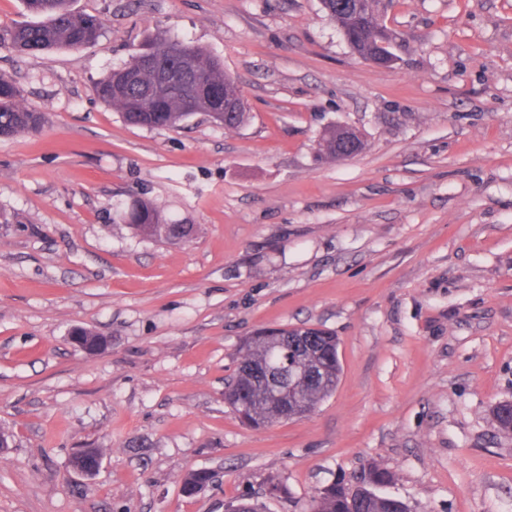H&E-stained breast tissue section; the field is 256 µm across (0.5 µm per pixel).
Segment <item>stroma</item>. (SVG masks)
Returning <instances> with one entry per match:
<instances>
[{
    "instance_id": "35a3bbf8",
    "label": "stroma",
    "mask_w": 512,
    "mask_h": 512,
    "mask_svg": "<svg viewBox=\"0 0 512 512\" xmlns=\"http://www.w3.org/2000/svg\"><path fill=\"white\" fill-rule=\"evenodd\" d=\"M74 8L102 20L96 45L0 48L45 115L0 139V512H306L372 466L410 512H512V435L491 414L512 402V0H383L389 68L321 0ZM159 32L223 61L245 125L134 127L97 99ZM330 125L364 150L321 156ZM134 196L192 241L114 223ZM80 327L105 348L78 349ZM305 327L340 341L335 392L243 426L224 402L240 343ZM80 448L100 449L95 476L73 469Z\"/></svg>"
}]
</instances>
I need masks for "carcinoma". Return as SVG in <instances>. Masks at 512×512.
Wrapping results in <instances>:
<instances>
[{"label": "carcinoma", "mask_w": 512, "mask_h": 512, "mask_svg": "<svg viewBox=\"0 0 512 512\" xmlns=\"http://www.w3.org/2000/svg\"><path fill=\"white\" fill-rule=\"evenodd\" d=\"M26 11L40 21L0 29V46L23 54L46 53L58 49H82L97 43L102 21L75 13L70 0H22ZM337 0H322L350 45L367 59L378 42L392 39V33L376 16L360 21L353 14L336 9ZM185 77L178 89L160 88L166 66ZM104 104L118 109L124 120L148 129L177 128L198 112H204L226 130L245 124L248 109H230L242 98L236 79L224 71V64L205 49L172 36L148 38L128 62L112 70L96 86ZM13 81L0 74V138L38 131L44 115L18 102ZM336 126L327 127L318 142V151L336 157L340 147ZM135 233L160 241H186L194 233L192 224H175L153 201L136 197L114 218ZM342 367L335 336L319 329H282L261 332L239 350L238 370L227 383L224 401L237 413H245L247 425L261 429L282 419L302 418L336 390ZM210 480L206 472L189 474L183 483L192 495ZM391 475L370 468L365 484L347 488L332 484L320 490L310 503V512H408L400 499L380 495L370 489L384 484Z\"/></svg>", "instance_id": "carcinoma-1"}]
</instances>
